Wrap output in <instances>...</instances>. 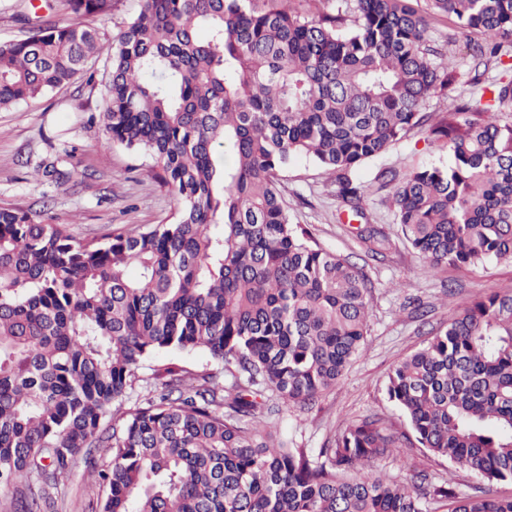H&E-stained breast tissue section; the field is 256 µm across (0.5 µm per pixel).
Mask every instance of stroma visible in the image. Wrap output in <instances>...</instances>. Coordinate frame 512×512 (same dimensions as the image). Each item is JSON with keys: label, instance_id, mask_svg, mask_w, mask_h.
<instances>
[{"label": "stroma", "instance_id": "obj_1", "mask_svg": "<svg viewBox=\"0 0 512 512\" xmlns=\"http://www.w3.org/2000/svg\"><path fill=\"white\" fill-rule=\"evenodd\" d=\"M27 15L58 26L74 21L62 0H0V44L24 37ZM432 27L447 37L448 58L460 72L451 100L429 101L430 109L444 111L452 100L480 94L468 74L467 45L473 35L447 18L433 20ZM108 80L106 59L100 56L69 85L0 110V207L29 210L43 222L71 224L78 237L99 240L170 222L175 201L167 187L148 176L150 159L104 145L100 112ZM447 162V149L427 128L411 130L356 172L365 192L366 217L355 222L344 214L335 184L311 159L295 157L280 171L279 189L291 224L306 229L319 247L364 266L374 284L368 334L342 380L311 408H286L280 414L277 430L289 447L317 455L348 423L366 415L381 418L391 431H408L403 411L385 395L392 368L422 348L433 330L445 327L458 304L493 290L512 292V264L490 262L466 270L426 272L404 238L380 174L393 169L404 177ZM50 165L68 172V181L57 184L43 177L42 167ZM365 228L376 230L374 240L361 239ZM420 303L428 308L423 320L415 312ZM169 362L196 374L222 367L204 351L164 352L144 361L137 374L150 377ZM370 471L398 481L424 471L462 493L483 484L471 471L419 447L394 450ZM105 496V488L84 468H77L61 491L62 512H101Z\"/></svg>", "mask_w": 512, "mask_h": 512}]
</instances>
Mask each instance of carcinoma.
Returning a JSON list of instances; mask_svg holds the SVG:
<instances>
[{
	"label": "carcinoma",
	"mask_w": 512,
	"mask_h": 512,
	"mask_svg": "<svg viewBox=\"0 0 512 512\" xmlns=\"http://www.w3.org/2000/svg\"><path fill=\"white\" fill-rule=\"evenodd\" d=\"M143 0L107 50L105 144L141 152L173 193L172 221L77 237L0 207V488L19 512L57 507L79 464L109 487L103 512H512V497L460 494L423 472L361 471L418 443L489 482L512 483V294L457 306L388 375L414 438L349 423L311 458L276 436L280 405L305 407L364 343V270L289 224L278 172L313 159L364 219L356 169L410 130L448 147L446 166L393 186L397 224L422 269L512 263V79L448 111L458 72L431 20L476 32L474 69L503 66L512 0ZM112 0H65L79 21L34 23L0 45V108L69 83L102 51L85 19ZM203 350L228 379L159 352ZM97 448L111 450L100 462ZM169 362L182 365L196 374L215 372L224 368L223 363L214 360L205 351H195L190 353L164 352L154 355L144 361L142 366L138 369L137 375L140 379L150 377L154 370L158 369L159 366Z\"/></svg>",
	"instance_id": "cac0c4a2"
}]
</instances>
